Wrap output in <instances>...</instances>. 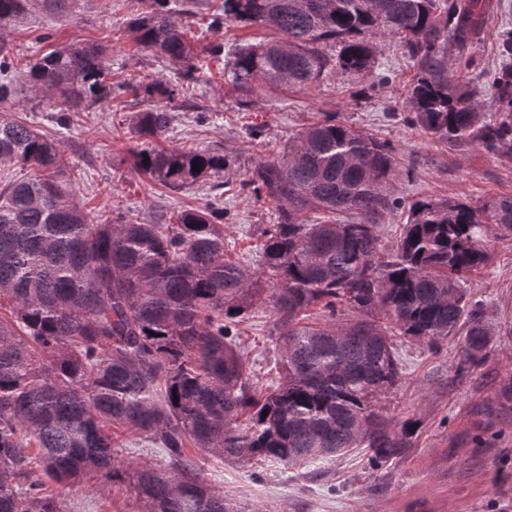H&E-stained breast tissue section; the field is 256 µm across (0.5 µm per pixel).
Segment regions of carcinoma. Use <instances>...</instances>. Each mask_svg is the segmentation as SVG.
<instances>
[{
    "mask_svg": "<svg viewBox=\"0 0 512 512\" xmlns=\"http://www.w3.org/2000/svg\"><path fill=\"white\" fill-rule=\"evenodd\" d=\"M132 39L184 67L197 47L188 19L202 0H146ZM62 0H0V24ZM262 26L279 39L243 45L224 80L252 105L255 84L303 91L340 70L370 71L375 32L398 37L414 61L412 123L450 144L512 157V64L491 74L497 111L448 65L446 47L473 43L487 21L481 0H222L208 29ZM47 104L88 112L114 96L171 102L184 84L135 78L112 83L105 49L61 45L25 71ZM17 92L0 42V103ZM170 124L158 107L136 116L133 166L170 190L205 182L225 155L160 148ZM396 150L334 117L288 138L242 186L270 202L278 223L262 229L258 266L224 249V206L145 224L87 209L56 180L60 149L0 113V168L38 175L0 190V512H72L47 481L95 477L123 484L137 512H248L206 478L199 456L239 463L313 464L362 449L378 467L412 447L415 421L386 403L404 376L394 338L437 352L462 335L454 374L485 363L493 336L467 278L512 238V194L482 202L427 197L407 210L394 249L380 238L398 201ZM201 164L192 170V162ZM272 291H267V287ZM259 304L276 319L278 378L257 385L237 345V324ZM360 313L336 323L337 308ZM324 325H306L311 310ZM133 435L114 445L112 430ZM155 448L160 460L130 459Z\"/></svg>",
    "mask_w": 512,
    "mask_h": 512,
    "instance_id": "cac0c4a2",
    "label": "carcinoma"
}]
</instances>
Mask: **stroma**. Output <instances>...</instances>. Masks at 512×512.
Here are the masks:
<instances>
[{
  "mask_svg": "<svg viewBox=\"0 0 512 512\" xmlns=\"http://www.w3.org/2000/svg\"><path fill=\"white\" fill-rule=\"evenodd\" d=\"M141 10L139 0H69L59 14H35L0 28L17 69L59 45L105 47L113 80L135 74L177 83L180 70L160 53L133 47L128 23ZM199 13L190 36L197 46L235 45L276 39L261 26L225 24L207 32ZM512 31V0H491L488 23L465 51L449 48L458 74L490 99L487 79L503 64L500 44ZM375 65L365 74L336 72L303 91L255 86L251 108L224 80L223 63L210 55L197 59L198 82L190 96L168 105L171 124L159 143L208 149L233 158L221 173L224 183V247L230 257L256 260L259 229L276 223L268 202L242 191L255 163L276 157L288 136L329 116L362 128L396 149L400 175L392 190L403 204L425 197L472 201L512 194V160L471 145H450L411 125L404 90L415 69L398 38L374 35ZM39 129L61 146L58 178L87 206H102L147 224H170L177 212L200 206L210 194L194 185L173 191L148 182L133 168L111 178L121 151L136 141L138 108L121 96L88 112H71L59 123L57 112L18 84L15 97L0 106ZM493 261L467 282L488 318L512 322V239L492 245ZM274 317L259 307L240 322L239 337L249 365L263 383L277 376ZM404 380L391 413L418 424L414 445L401 460L372 467L352 452L307 466H240L207 458L202 466L225 496L260 512H512V402H501L500 385L512 379V335L493 341L486 363L457 379L453 367L459 339H448L440 353L405 342L400 348ZM76 512H134V496L124 489L86 493L84 486L61 489Z\"/></svg>",
  "mask_w": 512,
  "mask_h": 512,
  "instance_id": "stroma-1",
  "label": "stroma"
}]
</instances>
